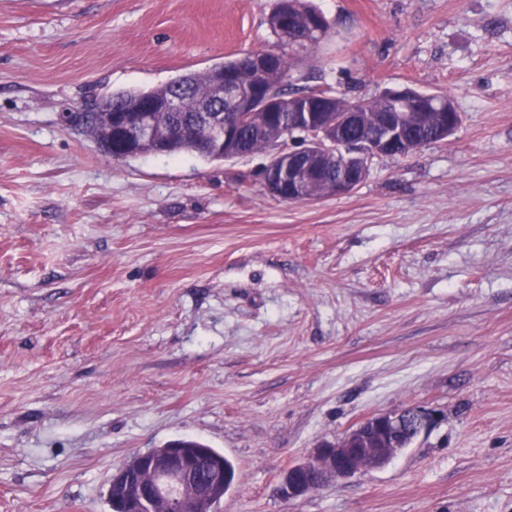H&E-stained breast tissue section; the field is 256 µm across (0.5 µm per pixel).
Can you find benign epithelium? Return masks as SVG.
<instances>
[{
  "mask_svg": "<svg viewBox=\"0 0 512 512\" xmlns=\"http://www.w3.org/2000/svg\"><path fill=\"white\" fill-rule=\"evenodd\" d=\"M269 58L265 52L254 53L247 67L250 85L257 93L245 92L232 74L220 72L215 77L214 99L200 107L205 126L210 132L209 146L224 153V159L240 154V132L256 124L273 122L306 137L302 146L291 144L286 136L269 153L263 169V183L275 198L288 202H314L321 197L320 172L327 161H336V180L328 184L330 195L352 192L366 178L367 161L379 156H407L426 143H442L459 127L453 100L445 105H429L412 100L408 89L386 90L384 94L397 101L394 112L376 114L377 132L369 137L353 138L351 132L367 125L369 108L374 99L357 100L342 110L333 101L315 107L304 95H262L268 78ZM229 100L233 114L224 113V100ZM419 109L418 122L430 129V140L408 137L409 125L404 112ZM87 112H106L112 125V137L121 146L111 158L122 160L151 144L160 154L184 139V130L157 121L159 112L180 111L176 94L149 99L134 110H119L103 101L85 108ZM440 416L421 408L412 413H395L369 417L334 441L319 443L304 460L286 472L280 493L293 499L329 483L350 478L358 473L388 465L403 450L407 433L417 435L436 426ZM112 488L123 490L122 512H213L212 505L220 495L224 476L217 470L200 473L187 454V445L168 443L159 448L137 452L112 472Z\"/></svg>",
  "mask_w": 512,
  "mask_h": 512,
  "instance_id": "benign-epithelium-1",
  "label": "benign epithelium"
}]
</instances>
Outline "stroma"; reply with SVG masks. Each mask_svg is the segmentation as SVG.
Returning <instances> with one entry per match:
<instances>
[{
	"mask_svg": "<svg viewBox=\"0 0 512 512\" xmlns=\"http://www.w3.org/2000/svg\"><path fill=\"white\" fill-rule=\"evenodd\" d=\"M278 0H0V512H109L130 454L192 437L214 512H512V0H312L292 87L448 92L447 143L351 193L257 153L116 161L61 116L277 46ZM442 414L386 467L286 500L366 418ZM189 445L194 446L195 448H190L193 451V455L199 458L204 459L210 467L219 464L224 468V473L227 476L228 483L225 487L224 493H226L234 483V477L236 474V468L234 463L227 457L224 456L223 453L218 450L211 448L209 445L192 438L185 439Z\"/></svg>",
	"mask_w": 512,
	"mask_h": 512,
	"instance_id": "1",
	"label": "stroma"
}]
</instances>
